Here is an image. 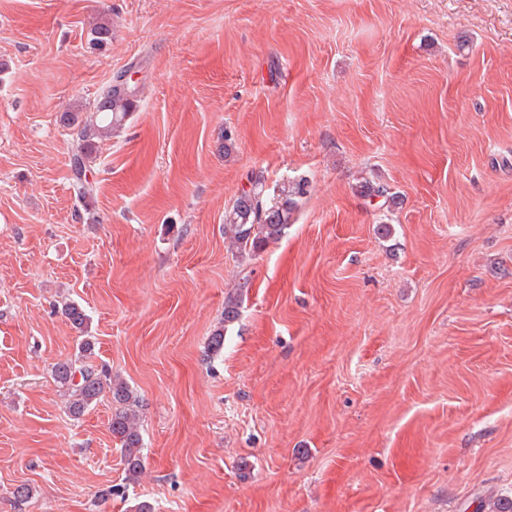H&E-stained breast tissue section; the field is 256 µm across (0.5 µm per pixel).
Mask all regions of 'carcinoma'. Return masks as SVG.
Segmentation results:
<instances>
[{"instance_id":"obj_1","label":"carcinoma","mask_w":512,"mask_h":512,"mask_svg":"<svg viewBox=\"0 0 512 512\" xmlns=\"http://www.w3.org/2000/svg\"><path fill=\"white\" fill-rule=\"evenodd\" d=\"M134 88L125 83L109 85L100 94L96 110L90 119L83 121L75 112L62 114L61 121L77 127V146L71 159L74 187L87 194L93 190L86 177L96 145L97 135L108 134L119 125L133 109ZM250 188L241 193L225 215L224 237L241 254H252L264 244L282 237L299 202L305 194L307 179L301 178L281 186L277 196L266 194L264 179L256 174L249 179ZM62 316L73 328L83 333L89 317L85 310L73 301L61 307ZM91 341L83 339L78 344L76 360L60 361L53 365L52 374L58 387L67 393V407L74 416L84 414L103 396L112 399V417L109 429L119 447L124 462L126 481L136 480L143 472V439L137 411L139 399L122 380L112 376L106 366L87 362L92 354Z\"/></svg>"}]
</instances>
